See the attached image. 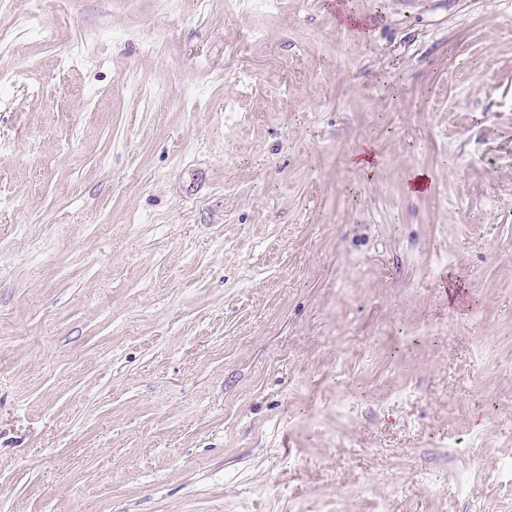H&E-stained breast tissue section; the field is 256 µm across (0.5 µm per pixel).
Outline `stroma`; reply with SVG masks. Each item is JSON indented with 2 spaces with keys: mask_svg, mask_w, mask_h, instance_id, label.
<instances>
[{
  "mask_svg": "<svg viewBox=\"0 0 512 512\" xmlns=\"http://www.w3.org/2000/svg\"><path fill=\"white\" fill-rule=\"evenodd\" d=\"M0 512H512V0H0Z\"/></svg>",
  "mask_w": 512,
  "mask_h": 512,
  "instance_id": "stroma-1",
  "label": "stroma"
}]
</instances>
